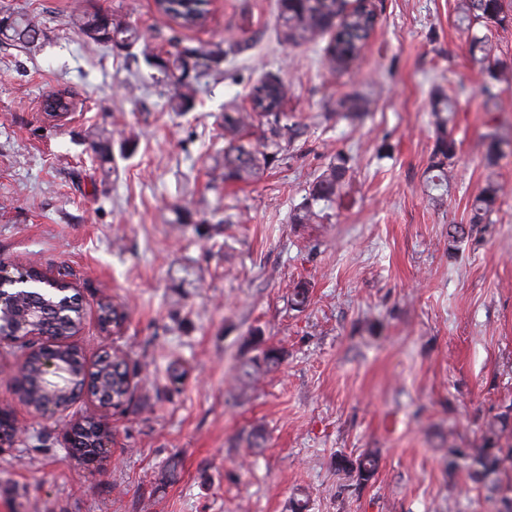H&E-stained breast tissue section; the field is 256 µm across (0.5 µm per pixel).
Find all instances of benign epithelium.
<instances>
[{"label":"benign epithelium","mask_w":512,"mask_h":512,"mask_svg":"<svg viewBox=\"0 0 512 512\" xmlns=\"http://www.w3.org/2000/svg\"><path fill=\"white\" fill-rule=\"evenodd\" d=\"M30 277L23 273L14 276L8 268L0 264V320H7L6 326L0 328L1 342H21L26 350L21 354L12 376L14 400L17 404L41 416H64L79 399L88 397L98 403L99 413L95 421L99 424L98 439L86 448H78L81 426L84 420L75 421L68 432V448L75 454L88 461H94L101 456L103 450L112 444V411L121 407L112 392V368L102 369L96 364L94 371H86L81 388L74 389L76 376L63 361L57 345L65 341L63 336H52L45 331L43 315L31 308L25 312L15 311L13 297L4 291V287L17 283L27 284ZM60 280L51 273H42L38 287L50 293L55 308L66 309L70 306L69 289L58 288ZM36 359L37 375L47 389L45 398L38 406L27 402L23 382L24 376L30 369V359ZM23 431L19 420L10 406L0 405V451L13 448L20 441Z\"/></svg>","instance_id":"7a95c632"}]
</instances>
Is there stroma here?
I'll list each match as a JSON object with an SVG mask.
<instances>
[{"label":"stroma","instance_id":"obj_1","mask_svg":"<svg viewBox=\"0 0 512 512\" xmlns=\"http://www.w3.org/2000/svg\"><path fill=\"white\" fill-rule=\"evenodd\" d=\"M360 57L330 71L320 44L278 38L277 0H210L200 28L154 0H0L37 18L34 45H0V264L62 271L87 362L119 348L134 397L94 462L55 420L19 410L27 433L0 453V512H512V81L486 102L457 0H373ZM96 8L136 25L141 47H88ZM234 39L191 112L142 48ZM288 87L304 134L256 181L216 180L229 100L266 75ZM73 92L55 120L46 92ZM368 102L358 120L338 98ZM456 102L451 189L425 191L430 103ZM349 171L314 224L292 216L336 153ZM499 207L469 223L486 186ZM465 234L450 242L448 227ZM309 300L298 308L294 289ZM123 305L104 333L101 303ZM275 348L254 381L239 365ZM378 460L364 485L337 461Z\"/></svg>","mask_w":512,"mask_h":512}]
</instances>
